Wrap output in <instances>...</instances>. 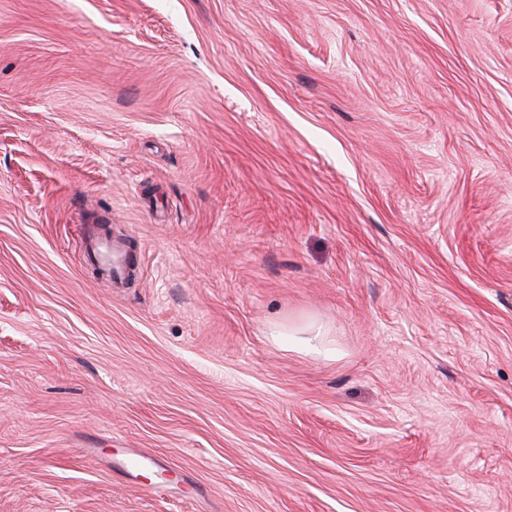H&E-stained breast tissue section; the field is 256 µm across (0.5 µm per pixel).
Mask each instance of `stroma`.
Masks as SVG:
<instances>
[{
	"instance_id": "stroma-1",
	"label": "stroma",
	"mask_w": 512,
	"mask_h": 512,
	"mask_svg": "<svg viewBox=\"0 0 512 512\" xmlns=\"http://www.w3.org/2000/svg\"><path fill=\"white\" fill-rule=\"evenodd\" d=\"M0 512H512V0H0ZM80 241L83 253L102 267L110 278H123L127 269V255L113 246L112 240L99 227L83 224Z\"/></svg>"
}]
</instances>
